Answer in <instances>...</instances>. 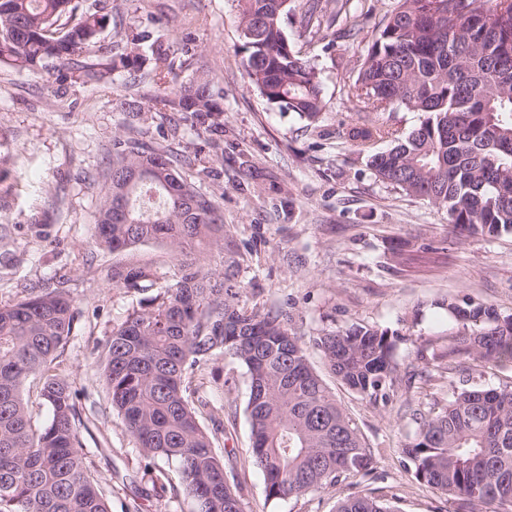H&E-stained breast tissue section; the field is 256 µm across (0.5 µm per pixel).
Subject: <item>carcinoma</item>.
<instances>
[{
	"mask_svg": "<svg viewBox=\"0 0 512 512\" xmlns=\"http://www.w3.org/2000/svg\"><path fill=\"white\" fill-rule=\"evenodd\" d=\"M332 0H305L308 28ZM454 30L441 32L436 0H395L375 30L352 96L361 120L345 138L375 177L446 210L449 223L496 238L512 232V0H468L485 16L479 27L446 0ZM241 46L247 74L266 102L294 112L315 129L326 109L320 72L285 34L291 0H241ZM111 14L98 3L0 0V63L39 72L49 64L61 80L102 82L122 69L156 86L152 108L197 128H220L224 109L212 81L178 83L161 37L148 46L147 75L139 52L146 32L102 50L98 37ZM397 106L423 112L409 131L380 120ZM387 142L385 149L379 144ZM224 212L181 176L169 153L134 137L112 139L92 241L111 251L160 240L170 245L179 275L148 303L113 326L99 375L141 455L177 464L197 512H244L238 484L200 422L210 401L190 393L194 369L219 356L237 361L247 377L245 408L253 464L267 497H301L365 473L371 452L355 422L313 369L289 313L239 304V263L222 273L205 268L197 247L223 228ZM112 287L145 291L158 280L146 266L112 267ZM457 332L444 350H417L427 368L466 356L475 367L512 366V315L468 298L450 297ZM76 311L64 289L24 286L0 305V512H111L76 428L73 382L55 361L74 330ZM399 332L352 325L312 340L329 372L348 390L388 404L399 381ZM32 376L50 419L40 429L22 397ZM403 449L415 477L458 502L463 512H512V385L452 387L439 411L414 417ZM336 512H399L369 495L349 496Z\"/></svg>",
	"mask_w": 512,
	"mask_h": 512,
	"instance_id": "1",
	"label": "carcinoma"
}]
</instances>
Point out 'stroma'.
Listing matches in <instances>:
<instances>
[{
    "mask_svg": "<svg viewBox=\"0 0 512 512\" xmlns=\"http://www.w3.org/2000/svg\"><path fill=\"white\" fill-rule=\"evenodd\" d=\"M112 21L101 43L143 31L162 34L180 81L208 73L224 106L223 131L172 122L147 107L153 87L141 83L139 114L119 106L127 74L107 83L59 82L46 73L0 67V305L23 294L25 284L48 281L64 288L78 313L74 334L57 360L77 392L80 440L91 469L106 489L112 512H195L192 498L163 493L143 499L150 471L174 466L145 462L99 382L95 362L113 325L140 299L173 283L178 261L162 241L112 252L91 242L95 214L112 157L113 137L134 134L175 156L210 167L182 173L224 211L203 261L223 271L238 257L240 302L246 307L288 309L304 341L322 330L369 325L398 331L401 370L416 371V352L433 341L444 346L452 324L437 303L450 296L512 313V234L462 236L446 211L375 179L345 139L359 112L349 91L377 26L394 0H351L359 30L332 49L313 43L327 101L319 131L295 113L267 104L243 65L239 0H111ZM219 149H211V142ZM428 253L429 263L399 265L393 244ZM148 266L156 286L137 294L113 287L116 265ZM326 382L357 425L372 453L368 473L300 498L271 500L265 477L251 462L245 414L248 384L243 368L219 358L196 372L192 385L214 406L221 424L203 419L219 452L229 459L246 512H334L338 501L366 494L400 512H457L448 495L416 479L402 452L415 430L414 410L445 401L432 386L400 388L386 406L363 400L334 377Z\"/></svg>",
    "mask_w": 512,
    "mask_h": 512,
    "instance_id": "obj_1",
    "label": "stroma"
}]
</instances>
